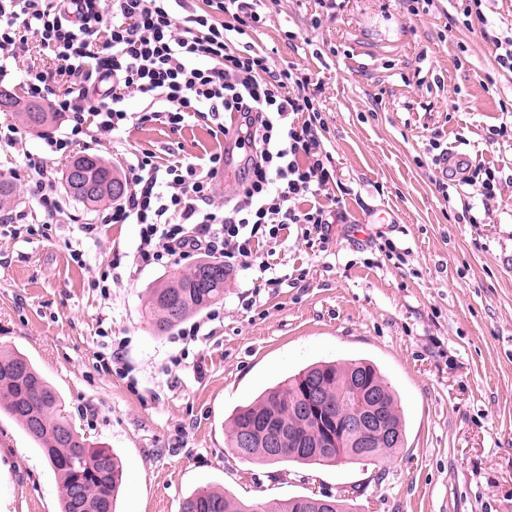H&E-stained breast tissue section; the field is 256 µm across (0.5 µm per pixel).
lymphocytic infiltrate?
I'll list each match as a JSON object with an SVG mask.
<instances>
[{"label": "lymphocytic infiltrate", "instance_id": "f902f5d3", "mask_svg": "<svg viewBox=\"0 0 512 512\" xmlns=\"http://www.w3.org/2000/svg\"><path fill=\"white\" fill-rule=\"evenodd\" d=\"M258 0H0V83L8 62L28 43L50 60L30 69L21 84L33 100H50L67 122L48 139L52 152L68 153L82 137L114 138L128 124H160L180 131L190 120L211 119L243 153L240 186L216 205L224 156L206 164L133 154L123 201L105 207L103 224L138 227L135 254L161 267L192 253L222 258L251 271L254 290L284 282L258 257L283 232L327 239L332 221L314 196L335 182L322 140L326 121L321 87L293 64L275 65L254 35L263 20ZM111 22H104V14ZM79 92L53 94L58 82ZM143 107L132 111L131 99Z\"/></svg>", "mask_w": 512, "mask_h": 512}]
</instances>
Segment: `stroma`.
Returning <instances> with one entry per match:
<instances>
[{"mask_svg":"<svg viewBox=\"0 0 512 512\" xmlns=\"http://www.w3.org/2000/svg\"><path fill=\"white\" fill-rule=\"evenodd\" d=\"M459 6L433 0L412 16L401 0H345L337 13L319 0H262L256 42L322 85L337 180L318 201L343 196L347 221L323 245L289 236L271 258L286 281L252 310L241 305L251 272L230 271L214 336L184 344L151 330V289L198 258L135 265L134 225L97 224L69 199L48 236H0V349L26 355L76 430L121 457L119 512H179L205 485L248 503L342 486L354 512H512V133L488 141L512 121V72L496 66L493 42L512 33V0H487L483 28L449 25ZM1 124L17 135L0 145V175L19 173L12 205L27 208V157H44L45 175L60 181L67 159L45 140L66 124L32 130L0 112ZM435 136L465 163L499 170L497 203L482 207L458 166L432 165ZM223 148L204 121L178 132L131 125L117 144L81 146L121 170L128 151L163 164ZM466 202L476 223L456 220ZM92 223L94 235L81 232ZM384 237L403 261L379 251ZM106 272L119 282L105 295L91 282ZM115 350L129 376L101 369L100 355ZM352 358L376 363L401 399L405 446L385 466L244 464L231 454L236 406L312 363ZM59 486L1 413L0 512H59Z\"/></svg>","mask_w":512,"mask_h":512,"instance_id":"1","label":"stroma"}]
</instances>
